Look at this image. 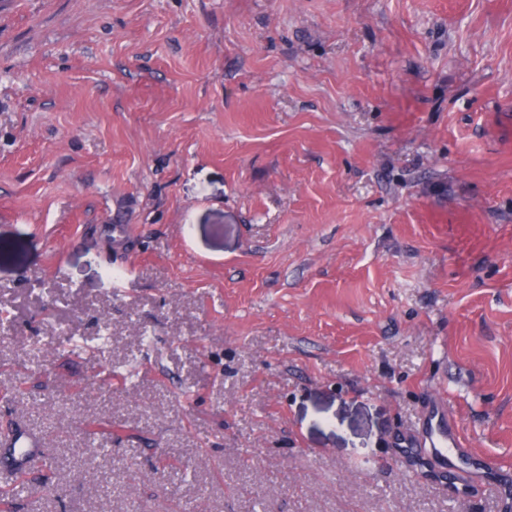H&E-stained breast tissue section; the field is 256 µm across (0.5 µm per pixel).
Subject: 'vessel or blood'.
Segmentation results:
<instances>
[{
	"mask_svg": "<svg viewBox=\"0 0 512 512\" xmlns=\"http://www.w3.org/2000/svg\"><path fill=\"white\" fill-rule=\"evenodd\" d=\"M446 406L445 399H438L435 409L423 418L416 431L410 433L409 445L430 449L441 468L447 469L448 479L457 490L464 492L474 487L490 492L496 490V482L485 475L463 448L456 419L447 414ZM0 444L12 448L14 471L18 474L42 446L41 440L24 433L2 435Z\"/></svg>",
	"mask_w": 512,
	"mask_h": 512,
	"instance_id": "b4317fda",
	"label": "vessel or blood"
}]
</instances>
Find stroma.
Segmentation results:
<instances>
[{
    "instance_id": "stroma-1",
    "label": "stroma",
    "mask_w": 512,
    "mask_h": 512,
    "mask_svg": "<svg viewBox=\"0 0 512 512\" xmlns=\"http://www.w3.org/2000/svg\"><path fill=\"white\" fill-rule=\"evenodd\" d=\"M1 306L9 512H502L512 0H0ZM446 398H439L436 407L423 419L416 431L409 434L408 445L430 448L442 469H448V480L457 490L464 492L473 487L485 491L497 490V483L485 475L462 448L455 417L448 412ZM2 446L10 448H21L12 452L11 456L15 462V476L23 473L24 466L28 461L38 453V449L42 447V442L25 433L4 434L1 436Z\"/></svg>"
}]
</instances>
